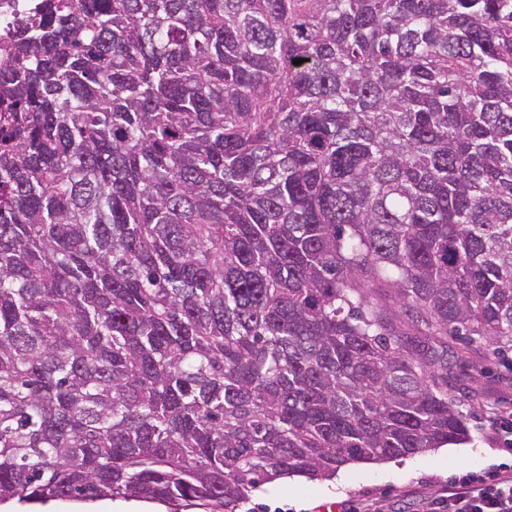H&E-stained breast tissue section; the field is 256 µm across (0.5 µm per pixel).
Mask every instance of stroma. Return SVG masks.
I'll list each match as a JSON object with an SVG mask.
<instances>
[{
	"label": "stroma",
	"mask_w": 512,
	"mask_h": 512,
	"mask_svg": "<svg viewBox=\"0 0 512 512\" xmlns=\"http://www.w3.org/2000/svg\"><path fill=\"white\" fill-rule=\"evenodd\" d=\"M464 387L452 397L468 415L471 441L428 449L410 457L341 468L334 479L289 477L262 485L238 512H361L365 500H383L389 512H421L422 500L437 496L448 481L483 473L494 464L512 466V444L494 431V417L512 413V352L489 356L485 347L469 354ZM38 512H167L165 506L125 500L77 503L57 500Z\"/></svg>",
	"instance_id": "obj_1"
}]
</instances>
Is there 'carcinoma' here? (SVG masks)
I'll return each mask as SVG.
<instances>
[{"label":"carcinoma","instance_id":"1","mask_svg":"<svg viewBox=\"0 0 512 512\" xmlns=\"http://www.w3.org/2000/svg\"><path fill=\"white\" fill-rule=\"evenodd\" d=\"M450 336L512 349V0L15 10L0 503L236 512L464 444ZM35 510L38 512H169L164 505L122 498L86 504L57 500Z\"/></svg>","mask_w":512,"mask_h":512}]
</instances>
